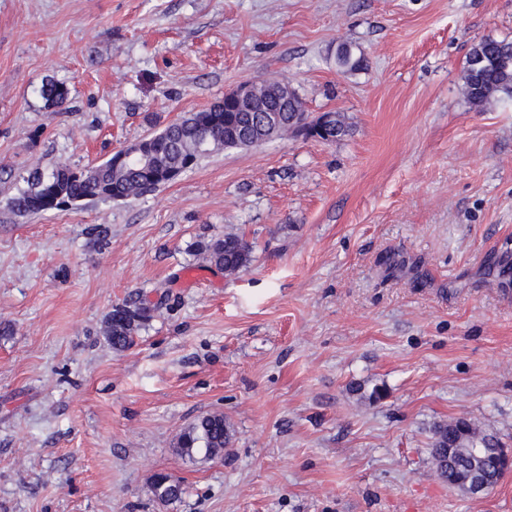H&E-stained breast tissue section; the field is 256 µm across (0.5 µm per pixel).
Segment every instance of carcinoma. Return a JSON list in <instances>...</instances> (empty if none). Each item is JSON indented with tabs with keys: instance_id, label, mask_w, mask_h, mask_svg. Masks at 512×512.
Segmentation results:
<instances>
[{
	"instance_id": "1",
	"label": "carcinoma",
	"mask_w": 512,
	"mask_h": 512,
	"mask_svg": "<svg viewBox=\"0 0 512 512\" xmlns=\"http://www.w3.org/2000/svg\"><path fill=\"white\" fill-rule=\"evenodd\" d=\"M336 65L344 73L365 69L366 60L351 45L343 43L336 51ZM463 79L469 100L488 103L512 100V41L484 38L473 44L464 63ZM47 102L60 111L68 110L67 88L51 82L42 89ZM302 101L296 97L281 113L277 136L305 131L301 125ZM237 113L223 108L189 114L165 125L150 135V167L132 161L115 167L107 159L93 168L90 177L78 176L70 166L61 164L50 172L35 170L27 178V187L7 199L6 206L18 216L46 211L44 201L62 195L70 206L88 200H125L147 195L169 183V174L186 166L194 167L214 150L240 148L245 145L240 132L224 135L225 122H233ZM207 260L215 267L234 275L247 268L251 261V245L244 237L230 231L201 245ZM152 307L145 300L126 301L116 305L106 321L105 340L117 353L130 349L140 330L151 319ZM233 426L221 414L197 417L179 433L175 451L181 457L212 461L223 456L231 446ZM432 457L439 475L449 485L466 488L473 470L481 472L489 488H494L503 475L504 445L498 437L477 430L465 419L434 425ZM154 497L163 503L181 499L184 488L179 480L167 474L155 476Z\"/></svg>"
}]
</instances>
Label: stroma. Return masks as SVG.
<instances>
[{
  "label": "stroma",
  "instance_id": "stroma-1",
  "mask_svg": "<svg viewBox=\"0 0 512 512\" xmlns=\"http://www.w3.org/2000/svg\"><path fill=\"white\" fill-rule=\"evenodd\" d=\"M487 37L512 41V0H0V512H512V473L471 494L431 457L458 418L512 448V101L476 109L462 79ZM342 43L367 69L339 70ZM264 78L346 136L6 209L32 169ZM228 230L252 246L232 276L198 249ZM138 296L153 317L115 353L107 317ZM207 413L231 446L178 456ZM170 478L171 482H168L167 480ZM152 493L160 502L173 503L181 499L184 488L180 481L172 475L167 474L161 478L159 475H155L152 482Z\"/></svg>",
  "mask_w": 512,
  "mask_h": 512
}]
</instances>
